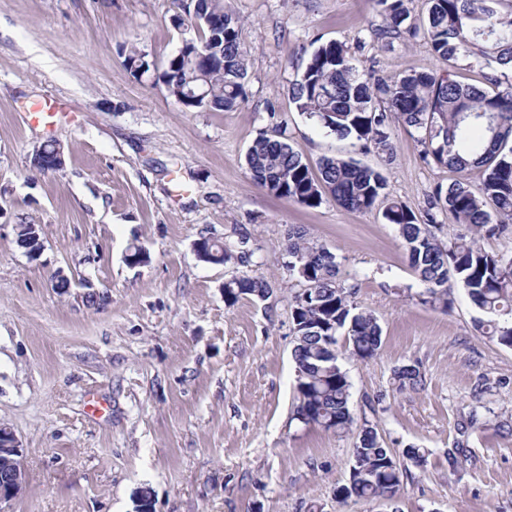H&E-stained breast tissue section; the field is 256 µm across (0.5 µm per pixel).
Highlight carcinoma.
<instances>
[{"instance_id":"carcinoma-1","label":"carcinoma","mask_w":512,"mask_h":512,"mask_svg":"<svg viewBox=\"0 0 512 512\" xmlns=\"http://www.w3.org/2000/svg\"><path fill=\"white\" fill-rule=\"evenodd\" d=\"M420 28L432 54L445 61L460 55L482 63L489 73L488 91L463 84L446 72L411 70L386 78L372 69L366 75L352 64L345 45L330 41L307 59L299 80L290 88L297 109L338 138H353L363 150L374 148L393 155V126L417 133L425 156L458 174L448 187H437L429 202L427 222L420 223L408 206L392 201L383 219L397 228L410 267L426 286L424 302L448 307V283L463 289L487 319L483 333L512 348V258L490 254L476 237L501 235L512 225V84L502 85L499 68L512 67V9L503 0H425ZM412 0H377L389 19L376 38L392 43L411 18ZM199 38L185 45L166 67L156 73V83L176 96L181 88L205 84L206 101H184L199 110L232 111L245 100L248 51L240 37L239 19L226 11L224 0H179ZM224 20V38L215 40L207 22ZM125 66L137 78L151 70L148 54L135 46L125 56ZM55 142L48 141L31 153L30 167L38 172L57 169ZM253 183L272 196L306 208L333 199L347 211L363 213L378 206L386 186L377 170L352 158L322 157L311 168L276 128L260 134L246 153ZM484 171L478 190L470 188V170ZM493 205L494 212L487 210ZM443 213L469 226L474 237H460L445 245L433 228ZM231 248L209 238L199 239L206 262L245 265L253 252L242 245ZM290 275L305 285L289 302L295 330L292 358L297 371L295 419L305 425L349 432L354 424L350 410L351 383L339 362V340L360 360L375 357L382 344L377 316L358 310L353 287L339 278L337 256L300 228L288 230L285 244ZM268 281L242 275L224 284V302L234 305L243 297L267 299ZM399 386H424L420 371L405 365L395 372ZM400 468L383 446L373 426L363 425L354 448L346 483L336 488V499L373 501L398 493Z\"/></svg>"}]
</instances>
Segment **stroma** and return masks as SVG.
<instances>
[{
	"instance_id": "35a3bbf8",
	"label": "stroma",
	"mask_w": 512,
	"mask_h": 512,
	"mask_svg": "<svg viewBox=\"0 0 512 512\" xmlns=\"http://www.w3.org/2000/svg\"><path fill=\"white\" fill-rule=\"evenodd\" d=\"M224 5L249 50L246 97L232 112L188 110L154 73L136 79L124 65L134 45L165 68L197 38L174 24L178 0H0V426L21 440L28 471L0 512H134L144 487L155 512H512V348L478 329L483 314L462 289L448 308L423 302L379 211L330 199L300 207L255 186L245 166L254 139L282 123L309 164L353 157L425 219L453 171L401 128L393 155L359 151L298 112L288 89L329 41L384 75L448 71L482 88L485 68L435 58L420 35L381 48L376 0ZM38 103L79 121L45 130L30 114ZM50 139L64 148L63 168L32 172L34 147ZM20 223L40 225L39 256L17 246ZM292 227L337 254L355 305L380 321L377 355L345 353L341 365L356 423L374 425L394 455L427 451L393 503H338L355 434L294 417ZM243 233L250 265L197 258L200 238ZM135 244L147 263L127 264ZM244 274L267 279L272 296L226 305L225 283ZM404 365L420 368L424 388H399ZM472 414L481 429L462 431ZM458 443L466 458L452 472Z\"/></svg>"
}]
</instances>
